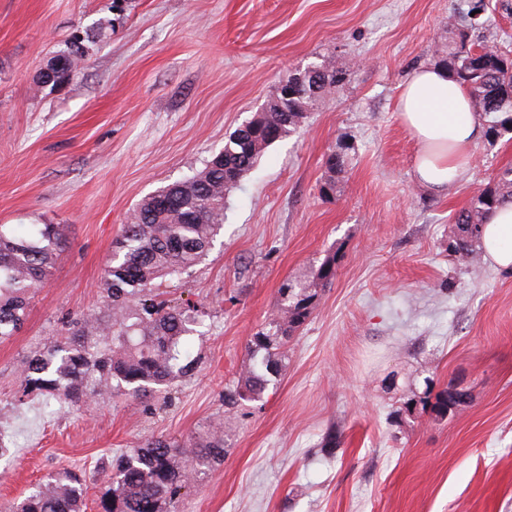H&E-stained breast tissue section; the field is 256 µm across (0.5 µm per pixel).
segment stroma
Segmentation results:
<instances>
[{
    "instance_id": "1",
    "label": "stroma",
    "mask_w": 512,
    "mask_h": 512,
    "mask_svg": "<svg viewBox=\"0 0 512 512\" xmlns=\"http://www.w3.org/2000/svg\"><path fill=\"white\" fill-rule=\"evenodd\" d=\"M474 0H0V225L55 224L65 246L0 341V505L62 469L91 473L148 439L223 423V464L179 512H512V272L448 251L449 217L512 165V138L478 141L465 174L428 194L396 103L438 62ZM470 42L512 58V0H484ZM91 32L86 61L41 87L44 60ZM329 57L351 77L267 147L226 197L208 256L166 281L199 312L197 362L167 402L96 395L78 408L29 389L35 350L104 309L112 242L148 194L204 168L299 69ZM346 148L344 172L325 159ZM336 276L262 400L224 410L284 281ZM457 386L452 416L399 412L406 387ZM338 444L326 449V433Z\"/></svg>"
}]
</instances>
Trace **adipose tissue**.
Wrapping results in <instances>:
<instances>
[{"label":"adipose tissue","mask_w":512,"mask_h":512,"mask_svg":"<svg viewBox=\"0 0 512 512\" xmlns=\"http://www.w3.org/2000/svg\"><path fill=\"white\" fill-rule=\"evenodd\" d=\"M398 110L418 144L416 180L428 191L442 192L465 173L471 148L484 131L468 91L445 67L424 66L403 85ZM480 247L496 267H512V204L487 216Z\"/></svg>","instance_id":"1"}]
</instances>
